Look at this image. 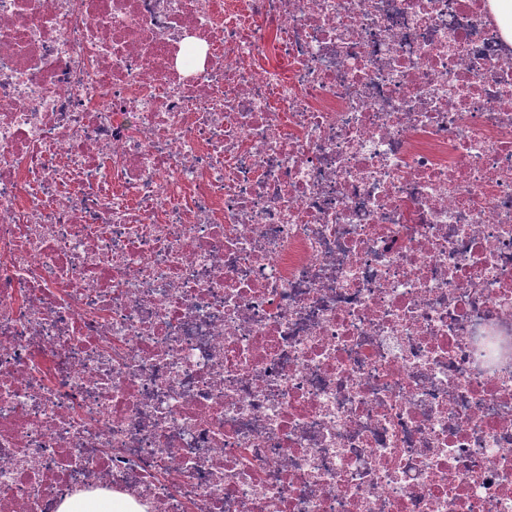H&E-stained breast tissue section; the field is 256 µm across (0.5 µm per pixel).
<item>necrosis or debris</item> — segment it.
<instances>
[{
    "label": "necrosis or debris",
    "instance_id": "1",
    "mask_svg": "<svg viewBox=\"0 0 512 512\" xmlns=\"http://www.w3.org/2000/svg\"><path fill=\"white\" fill-rule=\"evenodd\" d=\"M512 512V47L489 0H0V512ZM102 505L109 509L101 510ZM144 511L127 494L96 491L80 493L65 498L57 512H142Z\"/></svg>",
    "mask_w": 512,
    "mask_h": 512
}]
</instances>
